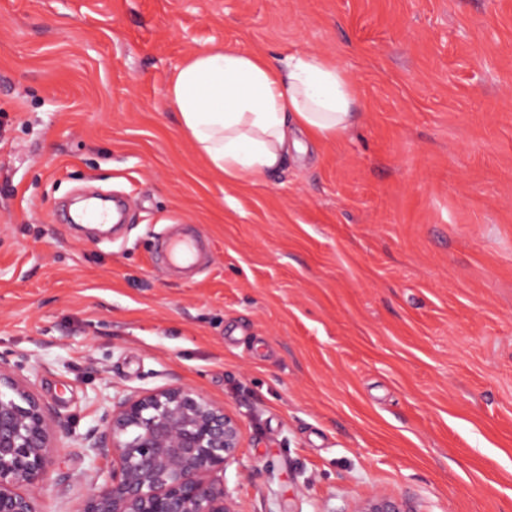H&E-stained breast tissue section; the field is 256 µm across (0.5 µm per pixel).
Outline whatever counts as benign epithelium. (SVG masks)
<instances>
[{"instance_id":"benign-epithelium-1","label":"benign epithelium","mask_w":512,"mask_h":512,"mask_svg":"<svg viewBox=\"0 0 512 512\" xmlns=\"http://www.w3.org/2000/svg\"><path fill=\"white\" fill-rule=\"evenodd\" d=\"M242 425L187 385L113 398L88 447L107 462L78 512H239L226 473ZM51 409L28 379L0 365V512H38L36 491L57 452ZM351 512H418L374 494Z\"/></svg>"}]
</instances>
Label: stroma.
Here are the masks:
<instances>
[{
    "instance_id": "stroma-1",
    "label": "stroma",
    "mask_w": 512,
    "mask_h": 512,
    "mask_svg": "<svg viewBox=\"0 0 512 512\" xmlns=\"http://www.w3.org/2000/svg\"><path fill=\"white\" fill-rule=\"evenodd\" d=\"M214 47L333 59L355 125L227 183L164 106ZM0 357L62 422L40 512L175 383L240 420V512H512V0H0ZM199 251V242L194 237H171L166 240L164 262L172 268H190ZM351 512H418V510L409 506L406 501L374 494L357 501Z\"/></svg>"
}]
</instances>
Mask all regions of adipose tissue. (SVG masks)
I'll return each mask as SVG.
<instances>
[{"mask_svg":"<svg viewBox=\"0 0 512 512\" xmlns=\"http://www.w3.org/2000/svg\"><path fill=\"white\" fill-rule=\"evenodd\" d=\"M357 91L336 63L298 52L274 63L221 47L191 56L165 103L226 181L280 168L304 142L337 138L356 122Z\"/></svg>","mask_w":512,"mask_h":512,"instance_id":"adipose-tissue-1","label":"adipose tissue"}]
</instances>
